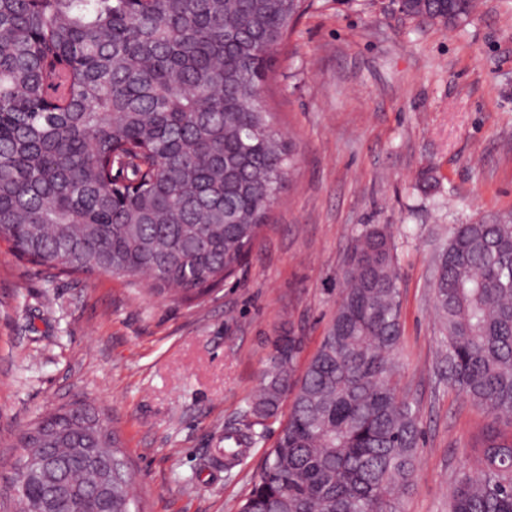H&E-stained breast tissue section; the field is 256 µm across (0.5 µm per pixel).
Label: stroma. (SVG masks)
Instances as JSON below:
<instances>
[{
	"mask_svg": "<svg viewBox=\"0 0 512 512\" xmlns=\"http://www.w3.org/2000/svg\"><path fill=\"white\" fill-rule=\"evenodd\" d=\"M297 157L245 265L198 304L127 279L54 276L0 243V512L17 507L18 435L91 404L122 438L143 512H239L279 430L225 470L271 343L319 346L348 245L387 225L400 273L403 381L423 437L402 512H447L490 417L436 370L435 251L458 224L512 217V0L445 27L387 0H312L264 87Z\"/></svg>",
	"mask_w": 512,
	"mask_h": 512,
	"instance_id": "1",
	"label": "stroma"
}]
</instances>
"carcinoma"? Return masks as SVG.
<instances>
[{"label":"carcinoma","mask_w":512,"mask_h":512,"mask_svg":"<svg viewBox=\"0 0 512 512\" xmlns=\"http://www.w3.org/2000/svg\"><path fill=\"white\" fill-rule=\"evenodd\" d=\"M306 0H0V241L69 276L127 278L202 299L245 263L294 157L262 99L273 52ZM445 0L410 15L455 24ZM448 384L492 416L448 512H512V220L457 224L434 259ZM342 290L302 372V337L274 340L264 385L224 431L238 465L280 421L239 512H399L422 438L400 371V276L384 225L351 239ZM286 419H280L285 402ZM81 402L38 418L26 454L85 490L112 461L115 512H139L115 433ZM31 485L18 512L38 507Z\"/></svg>","instance_id":"cac0c4a2"}]
</instances>
